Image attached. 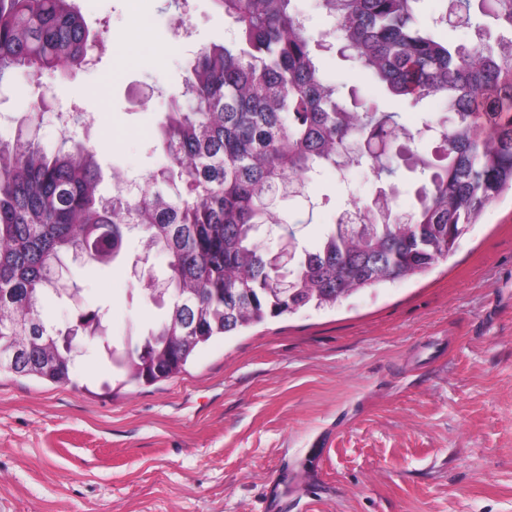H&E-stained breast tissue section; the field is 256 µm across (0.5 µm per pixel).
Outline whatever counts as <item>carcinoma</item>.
<instances>
[{
    "label": "carcinoma",
    "instance_id": "1",
    "mask_svg": "<svg viewBox=\"0 0 512 512\" xmlns=\"http://www.w3.org/2000/svg\"><path fill=\"white\" fill-rule=\"evenodd\" d=\"M237 37L202 48L159 124L163 161L146 188L115 181L101 192L93 150L71 138L52 151L31 137L0 139V373L72 383L68 344L42 310L47 291L72 300L48 276L55 261L115 260L142 234L167 260V316L132 351L113 346L107 309L75 305L79 335L102 345L126 384L180 374L217 336L324 309L368 288L422 275L448 258L489 206L512 190V0H448L476 35L439 38L420 25L422 0H323L340 51L391 94L447 109L412 130L356 87L325 80L292 0H217ZM93 38L75 0H0V88L19 69L54 79L80 68ZM434 139L431 151L411 148ZM366 165L384 184L359 217L345 212L292 270L271 264L256 233L274 222L270 197L305 189L331 168ZM422 181L411 210L390 205L401 167Z\"/></svg>",
    "mask_w": 512,
    "mask_h": 512
}]
</instances>
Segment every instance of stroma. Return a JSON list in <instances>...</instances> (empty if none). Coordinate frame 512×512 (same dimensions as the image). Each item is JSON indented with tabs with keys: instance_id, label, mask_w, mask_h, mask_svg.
I'll use <instances>...</instances> for the list:
<instances>
[{
	"instance_id": "1",
	"label": "stroma",
	"mask_w": 512,
	"mask_h": 512,
	"mask_svg": "<svg viewBox=\"0 0 512 512\" xmlns=\"http://www.w3.org/2000/svg\"><path fill=\"white\" fill-rule=\"evenodd\" d=\"M98 62L54 81L100 167L136 181L156 168L152 133L182 98L197 53L231 40L214 0H79ZM318 65L416 127L440 101L409 107L336 50L321 0H293ZM149 14L152 24L140 26ZM40 92L28 70L0 89V138H15ZM378 190L314 176L275 213L314 249ZM166 273L139 234L107 265L71 268L82 302L109 305L107 334L134 348L162 314L132 274ZM96 346L76 386L0 376V512H512V195L490 206L428 273L325 310L268 320L198 349L176 377L100 391Z\"/></svg>"
}]
</instances>
